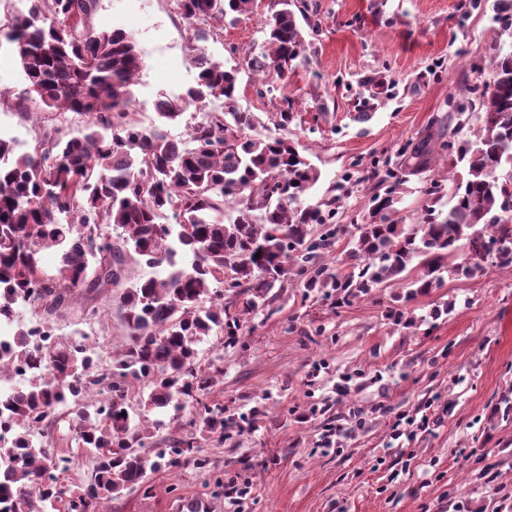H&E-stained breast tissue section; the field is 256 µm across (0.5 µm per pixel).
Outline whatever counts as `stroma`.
Segmentation results:
<instances>
[{"instance_id":"stroma-1","label":"stroma","mask_w":512,"mask_h":512,"mask_svg":"<svg viewBox=\"0 0 512 512\" xmlns=\"http://www.w3.org/2000/svg\"><path fill=\"white\" fill-rule=\"evenodd\" d=\"M298 24L306 44L287 79L258 77L246 66L265 43L264 25L280 0H255L235 22L188 24L174 0H99L90 26L123 28L145 53L133 86L134 119L151 127L161 93L195 83L193 47L239 69L237 106L275 135L276 114L291 100L288 136L320 174L304 205L332 207L335 221L368 217L384 192V164L436 131L442 117L464 113L448 150L426 175L408 176L396 218L421 212L427 178H463L455 148L476 139L479 105L499 50L512 51V0H305ZM26 84L9 44L0 45V137L30 150L44 136H73L89 116L30 113ZM153 271L125 260L120 284L54 316L59 339L89 336L100 365L124 345L128 330L120 294ZM399 285H380L345 306L293 280L279 289L272 313L243 315L235 344L214 330L198 345L201 368H221L206 393L225 417H248L224 438L202 443L208 464L173 473L148 472L107 512H176L188 498L233 512L229 478L248 480L245 512H512V266H488L472 280L445 276L442 287L416 296L398 325L387 309ZM148 393L133 383V422L146 423L159 447L195 431L189 411L142 408ZM428 416L427 431L395 438L399 416ZM75 413L63 409L47 442L74 459L60 476L77 489L91 455L71 441Z\"/></svg>"}]
</instances>
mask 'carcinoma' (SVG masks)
<instances>
[{
  "label": "carcinoma",
  "instance_id": "carcinoma-1",
  "mask_svg": "<svg viewBox=\"0 0 512 512\" xmlns=\"http://www.w3.org/2000/svg\"><path fill=\"white\" fill-rule=\"evenodd\" d=\"M27 0L3 37L14 49L27 97L39 109L75 112L92 121L71 137L39 142L31 152H15L0 137V320L16 325L0 342V376L9 366L30 365L27 387L0 398V417L13 423V435L0 436V512H49L66 502L67 512H97L127 488L144 484L147 471L202 466L194 437L169 439L152 460L141 452L148 428L132 422L126 387L146 381L147 409L187 405L196 409L193 425L201 436L224 438V409L204 401L216 368L203 371L197 345L216 328L233 341L241 329L230 305H205L214 282L243 298L242 311L256 314L276 298L288 276L304 287L336 293L348 304L388 283L406 288L394 297L396 321L417 294L443 285V272L471 279L486 271L469 259L482 244H496L489 255L497 266L512 265V53L493 59L491 80L482 95L481 134L458 148L466 171L448 197V210L436 208L442 184L425 189L428 201L411 224L392 218L403 177L386 172L388 186L372 200L368 220L352 225L346 270L330 272L317 259L346 232L302 204L319 180L318 170L286 135L257 131V119L236 106L238 69L192 49L196 84L182 95H162L157 123L149 130L130 117L132 85L145 55L121 28L97 30L87 24L98 0ZM254 0H176L188 20L235 19L252 12ZM266 23L267 51L252 55L257 74L288 76L291 62L305 51L295 0ZM192 104L200 120L188 140L171 137L167 127L181 122ZM433 135L423 137L400 169L419 174L431 168ZM228 197L239 200L236 215L224 211ZM261 212L255 220L253 212ZM175 219L171 224L168 219ZM123 229L117 241L107 226ZM53 249L52 275L42 252ZM134 253L155 275L121 295L128 342L113 355L112 368L93 369L94 347L87 335L67 343L54 340L40 349L30 343L33 329L55 335L51 316L95 288L116 285L125 256ZM260 257H255V254ZM457 255L461 261L448 265ZM423 273L408 278L409 266ZM230 270L224 278V270ZM45 316L29 325L27 307ZM105 395L93 412L80 411L72 438L92 452L88 481L66 492L55 471L63 458L36 446L31 436L52 424L68 400L79 401L90 387Z\"/></svg>",
  "mask_w": 512,
  "mask_h": 512
}]
</instances>
